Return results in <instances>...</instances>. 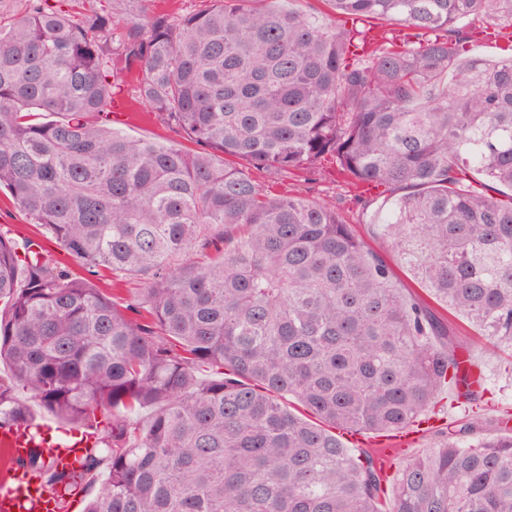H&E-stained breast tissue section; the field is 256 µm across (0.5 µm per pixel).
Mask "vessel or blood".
Segmentation results:
<instances>
[{
  "label": "vessel or blood",
  "mask_w": 512,
  "mask_h": 512,
  "mask_svg": "<svg viewBox=\"0 0 512 512\" xmlns=\"http://www.w3.org/2000/svg\"><path fill=\"white\" fill-rule=\"evenodd\" d=\"M97 445L95 436L82 434L69 441L56 439L50 430L38 427L33 432L5 429L0 431V449L12 459L26 457L33 448L44 449L56 465L79 468L80 458ZM58 498L48 493L39 478L22 469L0 481V512H60Z\"/></svg>",
  "instance_id": "obj_1"
}]
</instances>
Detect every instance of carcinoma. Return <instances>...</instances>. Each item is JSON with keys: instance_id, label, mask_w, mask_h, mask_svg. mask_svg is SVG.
I'll return each instance as SVG.
<instances>
[{"instance_id": "1", "label": "carcinoma", "mask_w": 512, "mask_h": 512, "mask_svg": "<svg viewBox=\"0 0 512 512\" xmlns=\"http://www.w3.org/2000/svg\"><path fill=\"white\" fill-rule=\"evenodd\" d=\"M0 19V190L109 298L32 240L0 233V429L25 393L97 430L81 471L22 461L86 512H512V427L443 315L335 208L263 189L326 160L394 261L512 351V44L466 56L469 20L512 30V0H22ZM127 20L115 39L114 17ZM396 20L416 40L371 34ZM195 148L112 126L116 89ZM216 368V375H201ZM462 417L387 476L342 431L389 435L445 389ZM204 0H150L147 11L150 14H168L171 17L204 8ZM41 243L53 264L66 267L75 276L90 278L110 298H112V293L119 297L124 295L123 292L112 291L113 288H132L130 285L113 282L112 275L105 270L97 269L98 271L96 272H89L87 268L67 254L53 239L42 238Z\"/></svg>"}]
</instances>
